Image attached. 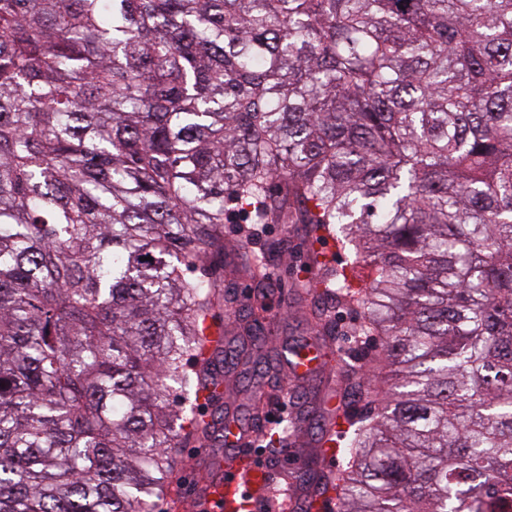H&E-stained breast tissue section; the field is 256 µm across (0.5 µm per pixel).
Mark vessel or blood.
Instances as JSON below:
<instances>
[{
  "instance_id": "obj_1",
  "label": "vessel or blood",
  "mask_w": 512,
  "mask_h": 512,
  "mask_svg": "<svg viewBox=\"0 0 512 512\" xmlns=\"http://www.w3.org/2000/svg\"><path fill=\"white\" fill-rule=\"evenodd\" d=\"M247 431L229 424L224 428L226 455L223 474L199 489L200 512H257L259 503L272 499L278 512H295L297 498L288 485L277 482L256 455L245 451Z\"/></svg>"
}]
</instances>
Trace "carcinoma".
I'll return each instance as SVG.
<instances>
[{"instance_id":"cac0c4a2","label":"carcinoma","mask_w":512,"mask_h":512,"mask_svg":"<svg viewBox=\"0 0 512 512\" xmlns=\"http://www.w3.org/2000/svg\"><path fill=\"white\" fill-rule=\"evenodd\" d=\"M228 201L347 252L324 512H512V0H0V512H154L221 440Z\"/></svg>"}]
</instances>
